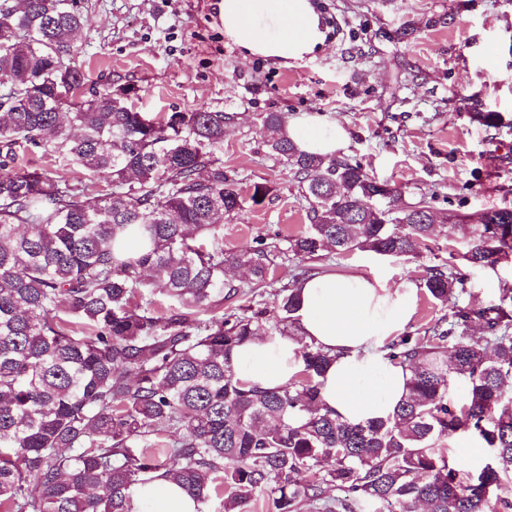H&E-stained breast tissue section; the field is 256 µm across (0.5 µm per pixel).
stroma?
Wrapping results in <instances>:
<instances>
[{"mask_svg":"<svg viewBox=\"0 0 512 512\" xmlns=\"http://www.w3.org/2000/svg\"><path fill=\"white\" fill-rule=\"evenodd\" d=\"M332 22L323 49L285 65L243 57L228 43L215 0H78L86 23L77 65L88 88L126 87L150 117L205 108L230 114L217 154L237 170L242 206L224 216V248L261 237L286 248L308 203L288 167L269 154L260 117L307 112L341 122L342 155L398 187L394 208L434 196L446 221L418 258L331 254L326 271L379 270L418 282L424 268L464 252L453 216L512 209V128L485 126L470 99L512 119V0H315ZM269 193L253 204L254 184ZM467 301L512 288V257L468 269Z\"/></svg>","mask_w":512,"mask_h":512,"instance_id":"obj_1","label":"stroma"}]
</instances>
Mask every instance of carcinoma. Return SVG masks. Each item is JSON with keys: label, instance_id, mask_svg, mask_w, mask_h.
Returning <instances> with one entry per match:
<instances>
[{"label": "carcinoma", "instance_id": "carcinoma-1", "mask_svg": "<svg viewBox=\"0 0 512 512\" xmlns=\"http://www.w3.org/2000/svg\"><path fill=\"white\" fill-rule=\"evenodd\" d=\"M83 25L75 0L0 3V512H134L131 490L155 473L202 504L227 493L224 512L265 491L275 512L304 502L509 512L512 289L460 306L467 275L426 269L422 287L453 311L384 346L410 372L384 421L350 425L323 409L330 357L305 341L288 385L245 384L232 352L263 331L264 311L224 314L244 295L224 268L248 269L256 296L273 285L281 251L261 237L224 251L215 218L241 204L237 173L215 155L231 117L198 109L155 121L110 87L86 97L74 40ZM473 118L502 124L478 102ZM261 129L308 202L309 224L288 238L291 278L275 293L284 326L327 251L419 255L438 223L432 199L389 221L373 202L398 188L347 159L299 152L280 112L262 115ZM23 143L104 178L107 192L15 163ZM469 234L463 264L494 267L512 254V209L484 213ZM473 318L484 335H468ZM160 426L170 438L158 439ZM461 432L491 456L465 481L437 447ZM329 484L344 496H325Z\"/></svg>", "mask_w": 512, "mask_h": 512}]
</instances>
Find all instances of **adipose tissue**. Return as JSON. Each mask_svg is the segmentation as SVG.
I'll list each match as a JSON object with an SVG mask.
<instances>
[{
    "label": "adipose tissue",
    "instance_id": "adipose-tissue-1",
    "mask_svg": "<svg viewBox=\"0 0 512 512\" xmlns=\"http://www.w3.org/2000/svg\"><path fill=\"white\" fill-rule=\"evenodd\" d=\"M225 38L247 56L300 61L319 51L325 21L313 0H217ZM288 134L305 153L328 159L348 143L343 124L304 113ZM295 317L300 337L255 336L237 346L232 361L249 385L275 389L300 370L301 342L327 351L332 362L320 379L324 409L350 424L392 416L406 392L408 370L393 364L383 346L404 332L415 313L417 287L394 284L376 271L324 274L298 286ZM136 512H199L201 505L172 478L133 488Z\"/></svg>",
    "mask_w": 512,
    "mask_h": 512
}]
</instances>
